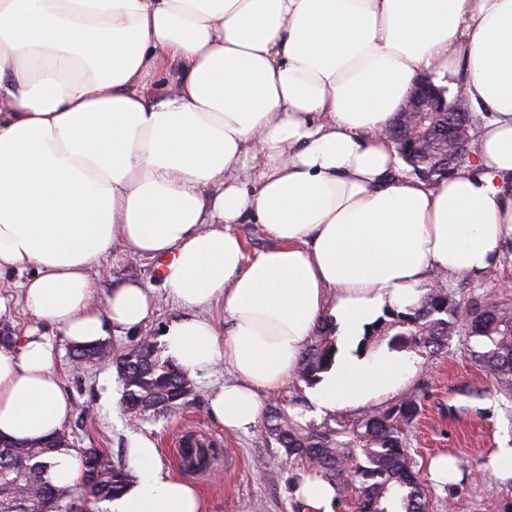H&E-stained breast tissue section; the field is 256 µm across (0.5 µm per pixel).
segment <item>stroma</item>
Returning <instances> with one entry per match:
<instances>
[{
    "mask_svg": "<svg viewBox=\"0 0 512 512\" xmlns=\"http://www.w3.org/2000/svg\"><path fill=\"white\" fill-rule=\"evenodd\" d=\"M112 254V259L90 272L98 300H105L112 285L126 278L160 287L155 260L132 255L118 245ZM21 281L16 274L0 277V330L11 329L16 336L37 323L22 300ZM435 282L463 308L486 297L512 304V239L501 245L498 264L482 275L451 280L439 275ZM178 313L175 305L160 301L139 331L107 336L105 343L116 355L146 336L160 343L165 327ZM53 342L56 372L74 399L63 425L74 447L96 448L123 462L127 433H147L158 445L163 470L195 484L210 512H294L292 484L305 476L307 463L288 461L261 429L230 432L208 412V393L227 378L224 368H217L211 378L195 380L183 409L165 416L133 417L122 406V383L112 364L74 369L71 346L58 335ZM469 346L461 330L437 353L410 350L417 372L407 393L417 400L419 412L404 429L405 445L425 488L428 512H512V478L502 477L495 464L500 449L512 448V394L493 387L484 368L472 359ZM306 391V384L293 376L270 401L299 416L304 424L333 428L345 420L342 412L320 418L312 415L304 401ZM190 431L219 441L223 450L220 463L207 474L183 469L174 457L181 437ZM442 456L456 459L460 478L440 488L430 479L429 465Z\"/></svg>",
    "mask_w": 512,
    "mask_h": 512,
    "instance_id": "1",
    "label": "stroma"
}]
</instances>
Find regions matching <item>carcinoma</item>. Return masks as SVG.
Segmentation results:
<instances>
[{
	"label": "carcinoma",
	"mask_w": 512,
	"mask_h": 512,
	"mask_svg": "<svg viewBox=\"0 0 512 512\" xmlns=\"http://www.w3.org/2000/svg\"><path fill=\"white\" fill-rule=\"evenodd\" d=\"M477 125L471 113L432 114L427 126L435 131ZM453 147L421 150L414 147L403 161L414 174H428L427 183L437 185L445 177L443 167L460 169L470 163L460 156L454 160ZM398 339L412 347L434 353L448 344L457 323H467L476 339L475 359L492 377L494 385L512 392V305L489 298L464 310L439 288L430 289L409 313H394ZM322 325L306 348L298 376L309 385L320 379L334 362L335 345ZM102 355L112 357L107 346L75 349L76 367ZM116 367L123 382V400L135 416L165 414L185 404L193 392L192 381L168 361L156 356L153 343L133 345L117 357ZM419 405L411 397L384 409H369L336 428L303 426L277 406L269 407L262 425L267 437L283 449L288 458L309 463L314 475L333 483L342 497L349 485L360 483L359 512H426L425 491L414 470L404 443L403 427L417 416ZM70 446L60 433L43 443H6L0 447V512H38L54 502L61 512H88V499L70 487H55L45 480L49 455ZM83 469L95 474L94 498L102 501L122 494L132 481L124 464L95 448L80 450Z\"/></svg>",
	"instance_id": "1"
}]
</instances>
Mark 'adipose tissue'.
Here are the masks:
<instances>
[{
    "label": "adipose tissue",
    "mask_w": 512,
    "mask_h": 512,
    "mask_svg": "<svg viewBox=\"0 0 512 512\" xmlns=\"http://www.w3.org/2000/svg\"><path fill=\"white\" fill-rule=\"evenodd\" d=\"M426 73L455 76L480 115L473 163L436 186L397 174L385 136ZM510 182L512 0H0V274H25L38 321L0 346V439L57 434L72 411L49 331L91 346L162 297L181 310L170 363L233 373L209 400L225 429L256 427L324 324L337 356L307 391L317 412L398 395L414 360L365 336L434 272L498 262ZM239 224L274 246L247 256ZM116 243L163 261V296L127 281L97 305L89 271ZM128 461L110 512H207L149 436ZM335 500L319 478L294 490L300 512Z\"/></svg>",
    "instance_id": "1"
}]
</instances>
